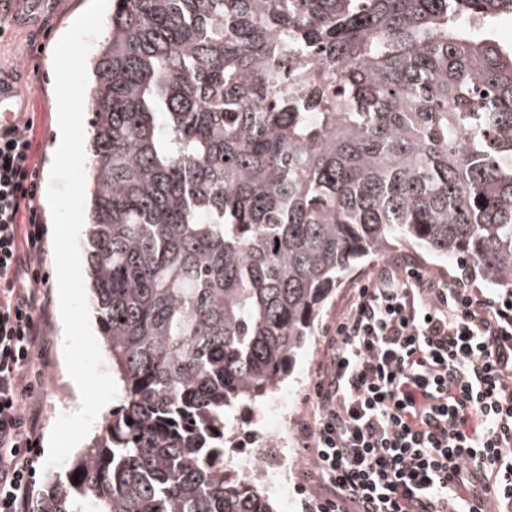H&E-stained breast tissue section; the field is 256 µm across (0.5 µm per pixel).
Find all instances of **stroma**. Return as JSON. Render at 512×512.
<instances>
[{"label": "stroma", "mask_w": 512, "mask_h": 512, "mask_svg": "<svg viewBox=\"0 0 512 512\" xmlns=\"http://www.w3.org/2000/svg\"><path fill=\"white\" fill-rule=\"evenodd\" d=\"M88 0H52L50 7L37 19L25 23H5L0 28V71L5 72L16 83L18 99L24 111L32 113L34 127L33 164L38 168L40 179L36 208L44 226H51L52 212L47 199L50 171L53 165V147L58 123V103L54 89L53 51L58 34L67 32L77 17L84 11ZM387 262L406 270L416 268L432 274L455 273L460 265L458 258L435 259L418 250L405 247L393 248L382 260H366L362 267L350 275L340 286L333 288L323 304L312 336L297 354L277 392L288 399V421L286 427L293 437V453L296 462L288 472V495L280 497L270 493L269 498L275 512H311L310 506L320 497L324 489L316 482L306 480L308 450L301 434L304 420L314 416L317 403L313 394L316 373L322 363L328 339L336 329L348 297L367 284L378 262ZM41 266L50 286L45 333L49 366L41 382L36 384L26 402L40 418L41 429L37 444L32 451L34 458L35 486H42L48 470L44 463L48 443L56 419L69 413L73 396L69 374L63 363L64 331L62 325L58 279L53 247H46ZM268 399L257 404H248L235 409L229 425L234 429L235 444L229 455L233 462L246 461L251 449L265 444L275 436L277 421L268 409Z\"/></svg>", "instance_id": "stroma-1"}]
</instances>
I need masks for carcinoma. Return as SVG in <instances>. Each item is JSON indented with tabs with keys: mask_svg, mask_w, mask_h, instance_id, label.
I'll return each mask as SVG.
<instances>
[{
	"mask_svg": "<svg viewBox=\"0 0 512 512\" xmlns=\"http://www.w3.org/2000/svg\"><path fill=\"white\" fill-rule=\"evenodd\" d=\"M512 0H112L89 289L117 405L34 512H273L224 461L369 256L512 288ZM80 476H75V473Z\"/></svg>",
	"mask_w": 512,
	"mask_h": 512,
	"instance_id": "cac0c4a2",
	"label": "carcinoma"
}]
</instances>
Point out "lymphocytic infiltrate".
I'll list each match as a JSON object with an SVG mask.
<instances>
[{"label":"lymphocytic infiltrate","mask_w":512,"mask_h":512,"mask_svg":"<svg viewBox=\"0 0 512 512\" xmlns=\"http://www.w3.org/2000/svg\"><path fill=\"white\" fill-rule=\"evenodd\" d=\"M34 119L0 131V512H32L25 402L47 366ZM304 425L317 512H512V291L381 267L352 297Z\"/></svg>","instance_id":"f902f5d3"}]
</instances>
